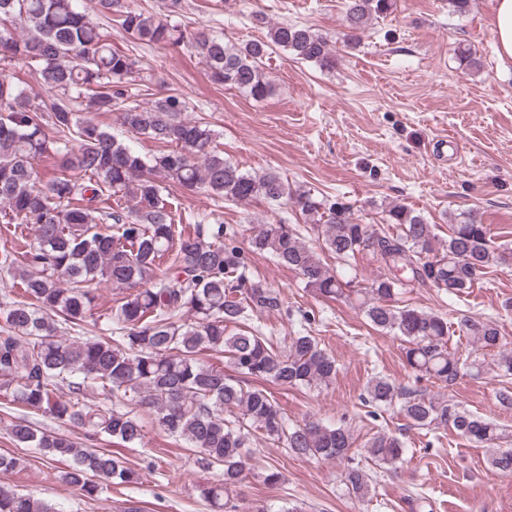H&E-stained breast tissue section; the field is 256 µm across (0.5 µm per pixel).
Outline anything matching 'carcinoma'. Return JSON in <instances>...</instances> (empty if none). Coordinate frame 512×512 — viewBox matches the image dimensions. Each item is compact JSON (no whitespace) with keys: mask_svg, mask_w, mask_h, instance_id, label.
I'll use <instances>...</instances> for the list:
<instances>
[{"mask_svg":"<svg viewBox=\"0 0 512 512\" xmlns=\"http://www.w3.org/2000/svg\"><path fill=\"white\" fill-rule=\"evenodd\" d=\"M90 2L91 7L84 0H0V62L33 69L50 93L34 106L0 75V222L34 230L33 240L17 235L15 245L0 252V277L18 280L19 288L0 298V391L12 405L69 422L88 437L127 445L142 443V417L148 414L197 452L202 468L220 471L217 482L199 487L213 512H271L264 505L241 511L231 497L254 467L251 448L258 433L293 456L341 466L348 495L364 500L372 477L354 464L350 429L321 421L290 424L272 393L241 384L252 378L320 390L338 373L335 358L313 335L315 317L302 315L299 329L281 343L251 325L254 316L284 312L280 290L252 274L251 256L267 254L297 271L305 287L338 298L355 279H344L322 255L347 265L369 253L385 273L354 290L365 319L374 330L402 338L413 373L450 388L464 375H480L484 361L448 351V319L401 305L399 298L417 285L463 298L501 258L487 225L463 213L441 239L436 225L401 203L385 211L384 226L361 224L342 202L293 188L276 171L250 172L225 159L209 125L183 117L182 97L171 94L143 105L132 98L125 80L138 61L113 48L112 32L91 14L106 16L148 46L178 45L187 39L184 31L123 0ZM394 6L395 0H346L348 27L355 33ZM187 40L214 82L254 100L272 92L264 65L278 49L296 60L333 64L325 36L288 22L246 43L202 31ZM96 112L118 113L123 126L160 150L142 156L102 128ZM40 158L53 160L42 186L34 167ZM165 182L236 203L289 202L321 239V250L282 221L261 225L246 248L233 228L220 223L180 230L162 198ZM103 281L125 295L107 317L112 327L84 336L96 285ZM64 325L76 335L60 336ZM457 328L477 350L502 346L493 320L462 313ZM203 351L225 358L238 378L200 361ZM58 381L67 386L64 396L55 392ZM96 386L111 406L86 402L85 391ZM365 400L397 410L412 427L451 426L485 450L496 472L512 476V448L499 447L497 423L379 374L368 381ZM11 435L45 457L71 461L63 479L88 498L108 484L140 481L137 469L108 450L22 421L11 425ZM363 448L368 459L391 472L402 462L406 443L378 429ZM0 512L55 510L1 488Z\"/></svg>","mask_w":512,"mask_h":512,"instance_id":"1","label":"carcinoma"}]
</instances>
